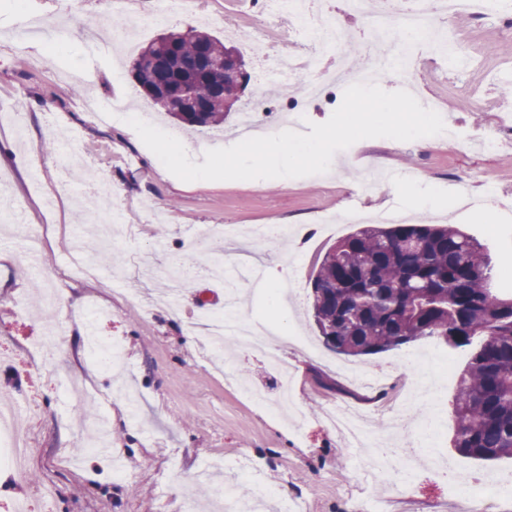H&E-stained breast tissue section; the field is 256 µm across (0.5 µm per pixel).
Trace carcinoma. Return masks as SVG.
Instances as JSON below:
<instances>
[{
	"label": "carcinoma",
	"mask_w": 512,
	"mask_h": 512,
	"mask_svg": "<svg viewBox=\"0 0 512 512\" xmlns=\"http://www.w3.org/2000/svg\"><path fill=\"white\" fill-rule=\"evenodd\" d=\"M231 51L196 27L164 36L133 64L144 95L178 127L223 124L241 96L221 62ZM484 247L456 227L369 225L340 239L315 265L312 315L323 343L375 355L420 338L452 348L483 337L453 400V447L479 461L512 456V289L491 288Z\"/></svg>",
	"instance_id": "carcinoma-1"
}]
</instances>
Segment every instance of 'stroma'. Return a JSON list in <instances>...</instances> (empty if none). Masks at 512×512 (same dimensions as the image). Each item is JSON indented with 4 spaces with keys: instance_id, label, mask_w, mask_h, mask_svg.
I'll return each instance as SVG.
<instances>
[{
    "instance_id": "35a3bbf8",
    "label": "stroma",
    "mask_w": 512,
    "mask_h": 512,
    "mask_svg": "<svg viewBox=\"0 0 512 512\" xmlns=\"http://www.w3.org/2000/svg\"><path fill=\"white\" fill-rule=\"evenodd\" d=\"M103 0H25L26 13L52 23L50 49L39 34L21 35L10 0H0V103L21 116L24 140L0 125V144H11L0 163V397L27 402L24 433L32 454L25 479L0 469V512L24 501L29 512H227L225 490L236 505L252 503L255 480L286 496L295 512H360L373 501L383 512H466L451 498L442 464L463 474L512 480V458L483 463L453 448L455 382L470 348L422 338L377 355L347 357L327 349L310 310L313 267L352 224L324 229L322 216L351 204L374 211L395 204L408 181L371 197L355 198L369 167L416 173L429 182L443 206L419 213V222L452 224L485 245L493 285L512 274V223L496 224L499 197L512 198V108L499 93L512 82V55L500 52L512 10L484 18H460L456 27L465 58L456 71L418 64L410 81L381 72L375 83L387 91L413 84V94L437 102L441 116L468 141L364 139L338 152V172L253 184L243 180L185 182L162 163L145 164L148 149L129 125L100 123L85 108L98 99L111 111H151L133 77V63L151 42L194 25L241 50L250 73L260 59L245 35L260 23L261 4L248 0H193L191 9L144 30L132 48L115 46L102 23ZM103 44L85 52L87 35ZM84 83L65 79V72ZM500 141L489 152L477 142ZM94 183L85 206L73 195ZM467 187L484 199L461 208L453 193ZM235 224H291L306 233L305 257L295 262L287 244L241 240L274 272L287 310L273 307L271 293L239 280L235 288L244 317L281 328L277 361L241 351L232 339L214 350L187 344L197 319L223 309L224 287L234 261L221 229ZM95 260L89 276L71 274L67 251L74 238ZM182 310L172 319L169 308ZM64 332L48 348L47 322ZM118 342V368H88L90 336ZM415 354L441 387L437 415L411 418L416 428L405 442L422 461L401 489L377 491L354 475L365 451L346 447L324 414L343 402L357 408L379 433L390 430L412 377L398 369ZM264 394L255 405L250 392ZM112 446L101 456L94 438ZM124 474H112L114 461Z\"/></svg>"
}]
</instances>
